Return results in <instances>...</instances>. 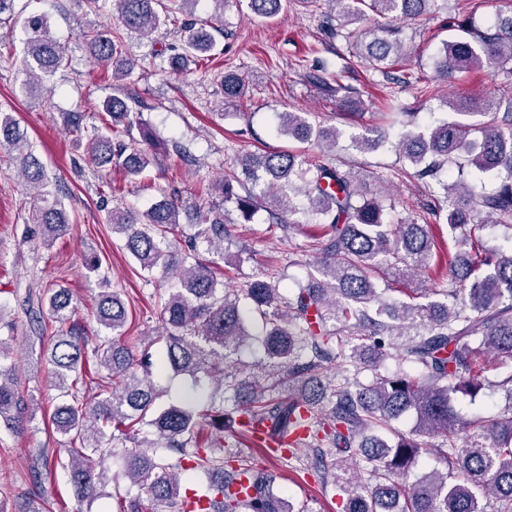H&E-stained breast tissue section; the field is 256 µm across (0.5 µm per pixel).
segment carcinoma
Returning a JSON list of instances; mask_svg holds the SVG:
<instances>
[{"instance_id":"obj_1","label":"carcinoma","mask_w":512,"mask_h":512,"mask_svg":"<svg viewBox=\"0 0 512 512\" xmlns=\"http://www.w3.org/2000/svg\"><path fill=\"white\" fill-rule=\"evenodd\" d=\"M96 16L116 6L115 21L125 30L156 43L173 27L180 38L151 52L173 65L208 57L214 51L213 22L224 0H212L214 15L196 18L201 0H177L178 9L160 11L161 0H75ZM330 34L352 55L396 83L410 85L413 74L396 71L406 57L404 22L443 9L446 0H325ZM494 18L480 28L466 17L448 26L460 35L442 43L433 57L434 80L448 83L483 63L512 62V0H502ZM251 8L273 18L288 0H250ZM388 19L361 30L368 13ZM26 38L19 69L22 92L40 97L50 80L69 65L68 48L44 14L24 20ZM88 57L112 70L115 82L138 66L126 55L112 21H100L82 33ZM224 99L245 93L241 75L222 78ZM455 114L476 118L445 121L406 133L399 155L412 175L431 183L432 214L448 226L460 245L446 254L447 279L434 288H413L415 302L386 298L376 281L408 284L439 264L432 225L394 218L393 205L377 198L358 206L361 187L350 169L321 160L308 161L290 151L248 152L236 158L241 174L224 176L212 190L235 204L249 222L263 209L276 229L319 224L323 233L311 246L319 257L310 264L305 285L287 292L282 274L261 272L239 287L218 280V261L232 225L213 196L186 205L165 188L145 213L112 208L106 223L124 239L125 250L140 270H162L168 279L156 289L163 332L158 354L141 353L126 336L128 312L121 292L103 289L94 305L97 323L110 335L88 346L85 330L74 320L75 304L66 288L50 290L45 304L58 328L51 338L49 390L58 400L51 414L56 433L65 437L67 474L79 503L92 502L107 480L122 477L140 489L131 496L114 485L115 512H184L183 476L220 473L208 486L212 512H294L276 487L277 475L236 453L202 447L199 421H208L210 447H224L226 424L249 436L255 423L266 425L278 459L301 463L322 488L346 494L343 512H512V236L508 247L485 244L488 224L512 230V95L508 111L495 99H450ZM101 124H87L84 113H61L66 130L86 141L92 164L112 163L128 176L140 175L151 155L120 140L138 130L141 141L161 152L158 139L141 113L123 98L110 96L99 109ZM273 130L328 151L338 148L342 132L308 120L304 112H277ZM386 134L373 128L350 137L349 147L365 152L380 146ZM19 166L33 202V223L43 244L66 233L71 224L62 200L48 190L40 159L29 149L26 132L0 109V159ZM186 215L192 233L183 231ZM262 324L263 359L249 364L242 353L252 322ZM8 340L0 337V423L15 432L33 422L32 400L19 391L16 363ZM490 355L500 369L492 386L509 404L487 416L467 419L456 409L459 394L481 389ZM398 369L381 373L389 359ZM175 377L189 380L181 399L158 408L151 378L153 362ZM362 367L375 370L363 384L349 377ZM412 417L414 430L395 423ZM435 438L429 444L424 438ZM424 454L446 466L419 475ZM121 460V476L108 477L104 462ZM229 470H224V467ZM245 477L251 496L243 500L234 483Z\"/></svg>"}]
</instances>
